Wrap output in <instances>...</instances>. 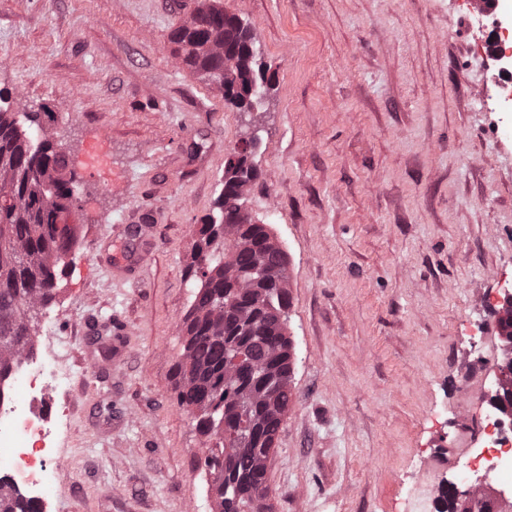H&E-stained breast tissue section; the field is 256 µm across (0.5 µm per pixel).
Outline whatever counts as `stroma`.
Returning a JSON list of instances; mask_svg holds the SVG:
<instances>
[{
	"label": "stroma",
	"mask_w": 512,
	"mask_h": 512,
	"mask_svg": "<svg viewBox=\"0 0 512 512\" xmlns=\"http://www.w3.org/2000/svg\"><path fill=\"white\" fill-rule=\"evenodd\" d=\"M200 0H0V108L42 113L78 242L36 330L71 374L45 512H215L176 400L194 232L251 134L289 260L292 402L267 512H435L490 412L512 293V133L473 0H221L271 84L225 104L176 55Z\"/></svg>",
	"instance_id": "1"
}]
</instances>
